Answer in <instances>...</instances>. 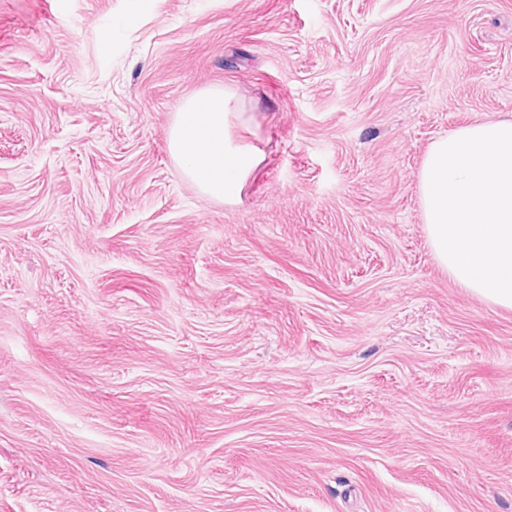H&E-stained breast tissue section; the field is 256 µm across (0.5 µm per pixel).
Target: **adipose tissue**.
I'll return each mask as SVG.
<instances>
[{
    "mask_svg": "<svg viewBox=\"0 0 512 512\" xmlns=\"http://www.w3.org/2000/svg\"><path fill=\"white\" fill-rule=\"evenodd\" d=\"M232 88L205 91L190 99L168 133L170 153L181 174L199 192L227 203L239 200L241 190L263 159L257 147L233 137L232 126H247Z\"/></svg>",
    "mask_w": 512,
    "mask_h": 512,
    "instance_id": "obj_1",
    "label": "adipose tissue"
}]
</instances>
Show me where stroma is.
<instances>
[{
    "instance_id": "1",
    "label": "stroma",
    "mask_w": 512,
    "mask_h": 512,
    "mask_svg": "<svg viewBox=\"0 0 512 512\" xmlns=\"http://www.w3.org/2000/svg\"><path fill=\"white\" fill-rule=\"evenodd\" d=\"M232 88L237 203L167 133ZM512 116V0H0V512H512V309L418 171Z\"/></svg>"
}]
</instances>
